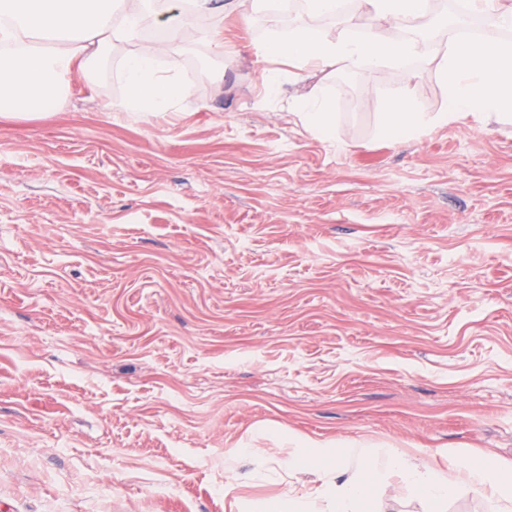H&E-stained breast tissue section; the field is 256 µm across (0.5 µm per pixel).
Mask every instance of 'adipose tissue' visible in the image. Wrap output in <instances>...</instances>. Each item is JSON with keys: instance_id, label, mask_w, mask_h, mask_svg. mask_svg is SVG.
I'll return each mask as SVG.
<instances>
[{"instance_id": "1", "label": "adipose tissue", "mask_w": 512, "mask_h": 512, "mask_svg": "<svg viewBox=\"0 0 512 512\" xmlns=\"http://www.w3.org/2000/svg\"><path fill=\"white\" fill-rule=\"evenodd\" d=\"M357 5L371 21L364 34L304 27L263 43L257 53L295 61L303 72L356 63L384 68L421 56L417 39L395 40L389 31L422 25L430 0H357ZM135 36V10L128 0H0V105L19 112L58 98L74 72L89 71L118 38ZM174 49L169 42H150L125 58L131 104L148 98L164 105L181 96V88L159 71L160 59ZM429 60L447 89L446 104L438 112H421L411 90L399 91L381 115L383 129L395 141L485 112H512L511 40L453 43ZM448 460L444 473L400 448H338L312 440L288 449L282 463L292 472H319V485L271 500L240 501L237 512H377L380 493L388 487L397 498L422 502L428 512H445L449 499L468 490L494 498L499 512H512L511 468L490 456L476 461L452 453Z\"/></svg>"}]
</instances>
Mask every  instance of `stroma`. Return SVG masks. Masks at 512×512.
<instances>
[{
	"label": "stroma",
	"mask_w": 512,
	"mask_h": 512,
	"mask_svg": "<svg viewBox=\"0 0 512 512\" xmlns=\"http://www.w3.org/2000/svg\"><path fill=\"white\" fill-rule=\"evenodd\" d=\"M306 26L344 28L199 15L161 112L128 109L141 33L0 115V512H232L311 482L280 464L308 439L512 465V117L394 143L395 92L441 110L434 66L255 55ZM305 115L312 126L318 130L322 132L333 130L332 106L326 100L313 103Z\"/></svg>",
	"instance_id": "35a3bbf8"
}]
</instances>
